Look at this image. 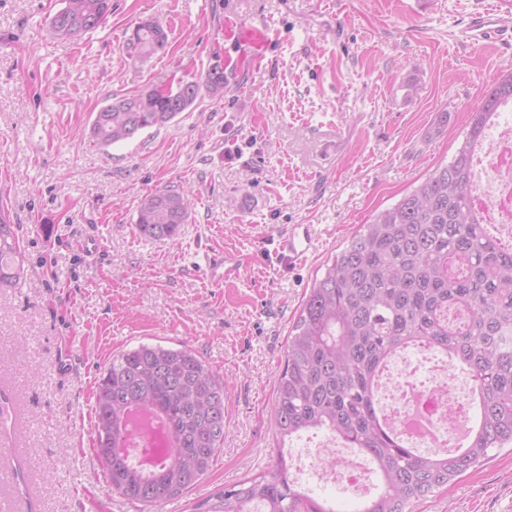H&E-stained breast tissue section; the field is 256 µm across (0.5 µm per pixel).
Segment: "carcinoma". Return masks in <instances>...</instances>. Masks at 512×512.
I'll use <instances>...</instances> for the list:
<instances>
[{
  "mask_svg": "<svg viewBox=\"0 0 512 512\" xmlns=\"http://www.w3.org/2000/svg\"><path fill=\"white\" fill-rule=\"evenodd\" d=\"M51 33L72 39L97 28L110 0H63ZM158 17L136 24L128 55L146 60L165 49ZM214 66L165 88L122 97L99 113L91 133L109 146L163 127L204 94L224 96ZM512 101V74L489 87L447 164L361 225L315 280L291 327L273 402L282 444L309 429L344 438L373 464L379 490L356 512H414V506L512 446V246L488 231L471 198L474 147L498 109ZM185 190L163 187L141 201L136 228L150 240H173L187 223ZM24 260L14 225L0 211V291L20 285ZM422 342L466 367L477 391L474 434L459 449L417 454L382 424L375 381L389 356ZM159 419L170 450L146 467L131 455L133 416ZM224 386L190 349L141 344L112 357L99 378L94 447L112 490L159 506L193 488L224 442ZM338 512L288 477L279 454L274 472L243 481L194 512Z\"/></svg>",
  "mask_w": 512,
  "mask_h": 512,
  "instance_id": "1",
  "label": "carcinoma"
}]
</instances>
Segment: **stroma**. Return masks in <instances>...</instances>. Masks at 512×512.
<instances>
[{"label": "stroma", "instance_id": "35a3bbf8", "mask_svg": "<svg viewBox=\"0 0 512 512\" xmlns=\"http://www.w3.org/2000/svg\"><path fill=\"white\" fill-rule=\"evenodd\" d=\"M503 0H111L95 30L55 39L62 0H0V210L26 253L24 287L0 293V461L21 449L17 512H193L272 473V405L288 331L316 275L378 211L447 163L512 48L461 30ZM166 21L164 51L133 61L139 21ZM221 65L223 98L102 146L115 98ZM190 191L177 238L136 230L155 189ZM308 224L303 261L268 235ZM101 244L92 255L79 244ZM210 252L236 275L213 284ZM141 344L188 348L224 387V445L207 476L154 509L113 492L93 448L98 380ZM415 512H512V449L436 490Z\"/></svg>", "mask_w": 512, "mask_h": 512}]
</instances>
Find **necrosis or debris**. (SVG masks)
<instances>
[{"instance_id": "1", "label": "necrosis or debris", "mask_w": 512, "mask_h": 512, "mask_svg": "<svg viewBox=\"0 0 512 512\" xmlns=\"http://www.w3.org/2000/svg\"><path fill=\"white\" fill-rule=\"evenodd\" d=\"M478 158L492 162L494 176L476 175L472 198L487 224L512 238V123L494 117L484 139L475 148ZM377 390L385 401L390 426L406 434L417 448L458 447L472 432L469 411L475 398L470 386L462 385L447 358L417 344L400 349L387 360ZM324 460L309 463L291 460L293 478L305 468L315 469L320 481L340 485L357 498L372 493V468L350 450L343 438L328 434L320 444Z\"/></svg>"}]
</instances>
